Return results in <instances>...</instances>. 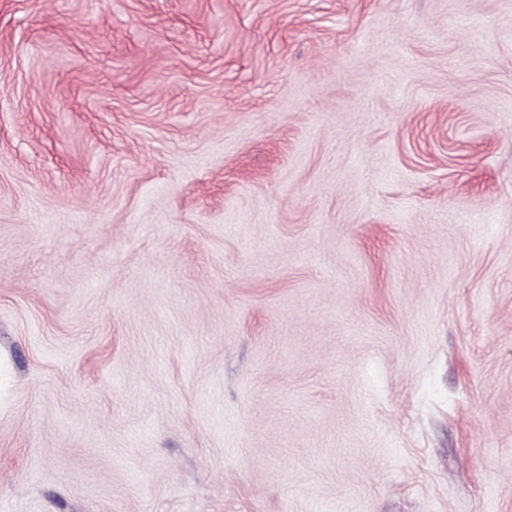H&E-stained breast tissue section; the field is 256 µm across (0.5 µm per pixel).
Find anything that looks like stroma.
Listing matches in <instances>:
<instances>
[{
	"instance_id": "stroma-1",
	"label": "stroma",
	"mask_w": 512,
	"mask_h": 512,
	"mask_svg": "<svg viewBox=\"0 0 512 512\" xmlns=\"http://www.w3.org/2000/svg\"><path fill=\"white\" fill-rule=\"evenodd\" d=\"M0 512H512V0H0Z\"/></svg>"
}]
</instances>
